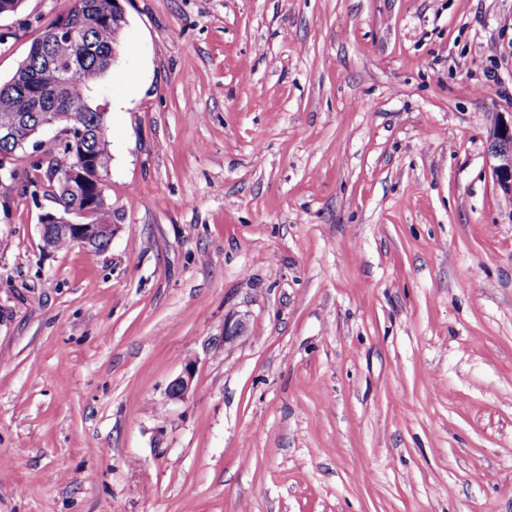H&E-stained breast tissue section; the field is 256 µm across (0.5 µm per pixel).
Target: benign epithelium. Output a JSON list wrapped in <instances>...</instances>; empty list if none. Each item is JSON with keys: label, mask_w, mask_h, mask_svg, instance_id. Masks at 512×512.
I'll return each mask as SVG.
<instances>
[{"label": "benign epithelium", "mask_w": 512, "mask_h": 512, "mask_svg": "<svg viewBox=\"0 0 512 512\" xmlns=\"http://www.w3.org/2000/svg\"><path fill=\"white\" fill-rule=\"evenodd\" d=\"M88 24H77L69 15H63L54 27L55 35H65L69 40L81 45L82 36ZM50 81L32 93L34 111L39 113L35 126L23 124L20 116L10 105L0 104V144L7 145L8 150L0 151V176H10L16 173L15 162L17 154L26 150L28 141L33 136L54 133L53 140L64 136L73 139L78 128L79 116L70 110H58L54 104L66 97L70 84L77 78V70L71 64L65 65L54 62L47 66ZM491 153L496 163L492 165L496 184L505 195L512 196V113L496 114L495 122L490 133ZM92 155L85 149L74 148L62 157L51 158L46 172L47 180L63 189L76 191V184L83 181L82 166H91ZM99 193L94 200L85 204L80 214L87 216L93 213L106 212L109 206L104 194L105 176L98 175ZM42 249L45 252L54 248L55 237H69L79 246H88L90 241L113 238L117 225L108 221L81 223L73 221L67 213L58 208L41 214L39 217ZM194 382V374L187 371L172 380L165 390L167 403L176 404L184 401L190 394Z\"/></svg>", "instance_id": "1"}]
</instances>
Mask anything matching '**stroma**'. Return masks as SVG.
I'll return each instance as SVG.
<instances>
[{
  "label": "stroma",
  "mask_w": 512,
  "mask_h": 512,
  "mask_svg": "<svg viewBox=\"0 0 512 512\" xmlns=\"http://www.w3.org/2000/svg\"><path fill=\"white\" fill-rule=\"evenodd\" d=\"M120 5L111 245L0 198V512H512V0ZM497 113L490 133L491 153L496 163L492 165L496 184L506 196H512V113ZM194 382V374L186 371L182 375L172 380L165 390L167 403L176 404L183 402L190 394Z\"/></svg>",
  "instance_id": "obj_1"
}]
</instances>
